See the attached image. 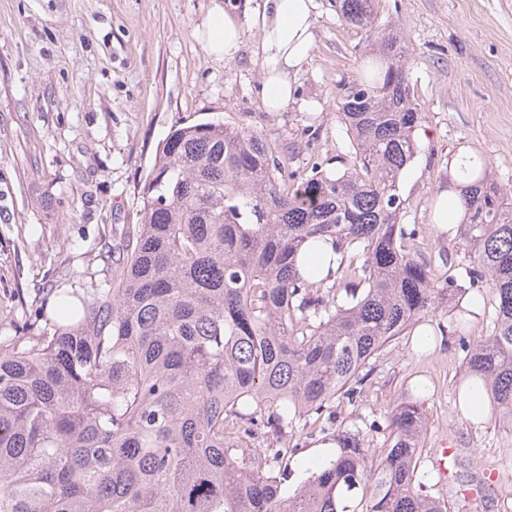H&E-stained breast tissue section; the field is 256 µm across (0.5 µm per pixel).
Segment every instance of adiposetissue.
Masks as SVG:
<instances>
[{
	"label": "adipose tissue",
	"mask_w": 512,
	"mask_h": 512,
	"mask_svg": "<svg viewBox=\"0 0 512 512\" xmlns=\"http://www.w3.org/2000/svg\"><path fill=\"white\" fill-rule=\"evenodd\" d=\"M313 0H265L258 22L265 71L262 93L267 107L285 108L293 97L294 77L313 47ZM196 34L209 54L219 59L233 57L244 30L239 19L222 6H215ZM463 154L448 160V182L438 193L432 220L452 231L467 213L466 190L472 180L463 174Z\"/></svg>",
	"instance_id": "adipose-tissue-1"
}]
</instances>
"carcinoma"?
Segmentation results:
<instances>
[{"mask_svg": "<svg viewBox=\"0 0 512 512\" xmlns=\"http://www.w3.org/2000/svg\"><path fill=\"white\" fill-rule=\"evenodd\" d=\"M336 13L377 62L337 101L343 173L290 171L255 130L176 127L105 287L63 291L53 316L0 338V512H448L416 483L417 401L387 416L381 452L337 430L336 455L298 484L284 439L467 291L495 309L489 334L462 340L469 376L512 421V203L472 159L467 288L412 253L399 184L423 113L407 42L376 0ZM319 240L341 255L330 282L298 268Z\"/></svg>", "mask_w": 512, "mask_h": 512, "instance_id": "carcinoma-1", "label": "carcinoma"}]
</instances>
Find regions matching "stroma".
Instances as JSON below:
<instances>
[{
	"instance_id": "obj_1",
	"label": "stroma",
	"mask_w": 512,
	"mask_h": 512,
	"mask_svg": "<svg viewBox=\"0 0 512 512\" xmlns=\"http://www.w3.org/2000/svg\"><path fill=\"white\" fill-rule=\"evenodd\" d=\"M331 2L313 0L314 44L295 100L274 112L261 95L255 21L264 0L234 6L245 33L224 60L194 35L213 0H0V336L51 304L54 286L82 296L104 284L127 226L140 220L156 149L177 125L221 120L261 132L290 169L347 168L352 146L336 96L365 76L367 60ZM378 9L408 42L423 112L420 151L400 182L401 221L420 229L419 259L462 284L474 252L463 229L438 231L432 207L462 148L484 158L512 199V0H380ZM467 302L394 337L370 359L355 398L338 395L289 430L296 476L332 456L337 426L367 429L413 399L426 417L418 475L427 492L447 497L448 512H512V423L491 414L473 423L458 406L467 379L459 336L488 334L494 315L489 303L465 313ZM446 445L458 454L453 493L432 464Z\"/></svg>"
}]
</instances>
